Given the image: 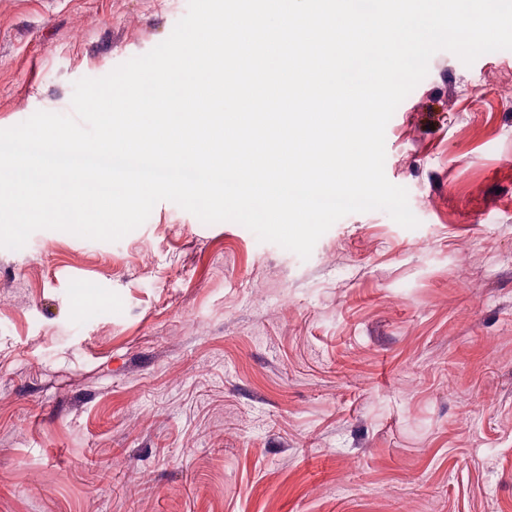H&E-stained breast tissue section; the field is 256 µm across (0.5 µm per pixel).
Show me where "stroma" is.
I'll return each instance as SVG.
<instances>
[{
	"instance_id": "obj_1",
	"label": "stroma",
	"mask_w": 512,
	"mask_h": 512,
	"mask_svg": "<svg viewBox=\"0 0 512 512\" xmlns=\"http://www.w3.org/2000/svg\"><path fill=\"white\" fill-rule=\"evenodd\" d=\"M187 8L0 0V128ZM507 75L437 52L389 120L416 228L352 213L304 260L162 201L0 248V512H512Z\"/></svg>"
}]
</instances>
